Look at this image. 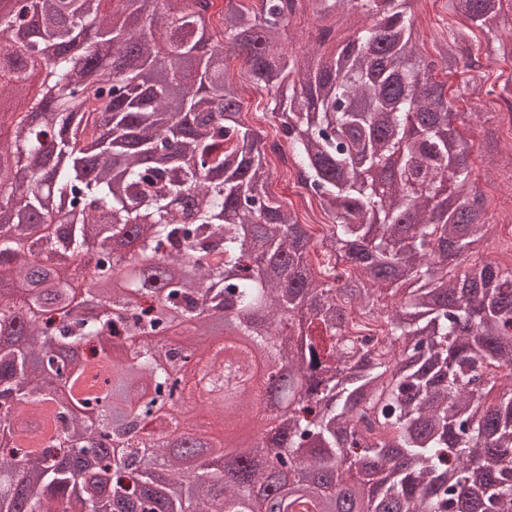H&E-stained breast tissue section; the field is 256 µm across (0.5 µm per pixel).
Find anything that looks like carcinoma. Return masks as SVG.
Here are the masks:
<instances>
[{
  "mask_svg": "<svg viewBox=\"0 0 512 512\" xmlns=\"http://www.w3.org/2000/svg\"><path fill=\"white\" fill-rule=\"evenodd\" d=\"M308 1L373 24L301 62L286 24ZM102 2L43 13L40 0H11L14 19L36 21L26 57L0 51L12 100L0 113V255L12 265L0 275V512H68L59 504L73 496L84 512H253L259 485L289 512H334L338 487L360 512H512V268L461 269L497 225L470 154L448 149L463 137L448 82L433 78L483 69L470 28L434 57L416 53L411 0H224L218 15L213 0H123L137 32ZM448 2L492 32L506 0ZM81 26L93 37L75 82L67 52ZM224 43L270 95L294 169L330 219L319 236L267 189L265 138L212 69ZM47 47L58 52L37 73L28 59ZM90 251L112 281L96 320L76 304L71 266L49 264ZM213 311L235 326L216 348ZM178 328L182 346L163 350ZM294 343L302 389L273 430L270 467L244 451L226 483L151 428L186 400L177 363L231 351L276 364ZM49 376L63 396L42 393ZM269 396L208 406L253 415ZM284 466L321 482H273Z\"/></svg>",
  "mask_w": 512,
  "mask_h": 512,
  "instance_id": "cac0c4a2",
  "label": "carcinoma"
}]
</instances>
